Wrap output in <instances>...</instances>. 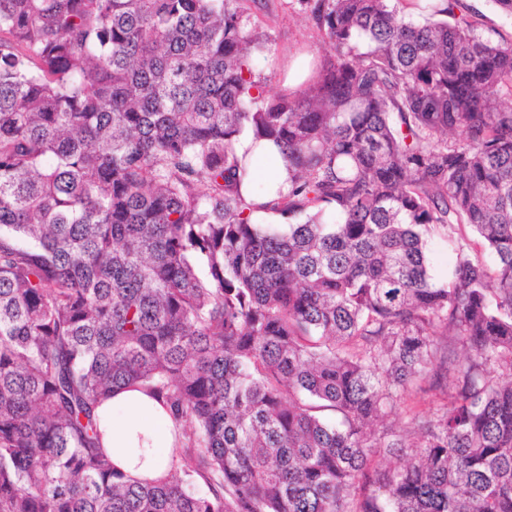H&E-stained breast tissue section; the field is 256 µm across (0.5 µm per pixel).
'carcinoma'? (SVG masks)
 <instances>
[{"mask_svg": "<svg viewBox=\"0 0 512 512\" xmlns=\"http://www.w3.org/2000/svg\"><path fill=\"white\" fill-rule=\"evenodd\" d=\"M246 2L0 0V512H512V42L299 0L325 55L272 94ZM245 133L287 192L242 195ZM136 384L161 483L102 450ZM417 390L418 444L368 430ZM257 144L265 150L267 156L263 158L266 163L257 164L253 169V178L257 181V178L262 175L264 184H267L272 189L271 193L274 194L277 186L287 177L285 163L273 144L266 141H260ZM426 251L430 273L436 281L446 283L448 271L455 263V254L448 250V240L440 230L432 231L426 237ZM96 413L102 446L118 469L141 480L168 475L174 423L157 394L143 387L118 389Z\"/></svg>", "mask_w": 512, "mask_h": 512, "instance_id": "obj_1", "label": "carcinoma"}]
</instances>
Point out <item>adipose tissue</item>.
Returning <instances> with one entry per match:
<instances>
[{
    "mask_svg": "<svg viewBox=\"0 0 512 512\" xmlns=\"http://www.w3.org/2000/svg\"><path fill=\"white\" fill-rule=\"evenodd\" d=\"M96 413L102 446L118 469L141 480L167 476L174 423L157 394L143 387L119 389Z\"/></svg>",
    "mask_w": 512,
    "mask_h": 512,
    "instance_id": "ef3b65f1",
    "label": "adipose tissue"
}]
</instances>
